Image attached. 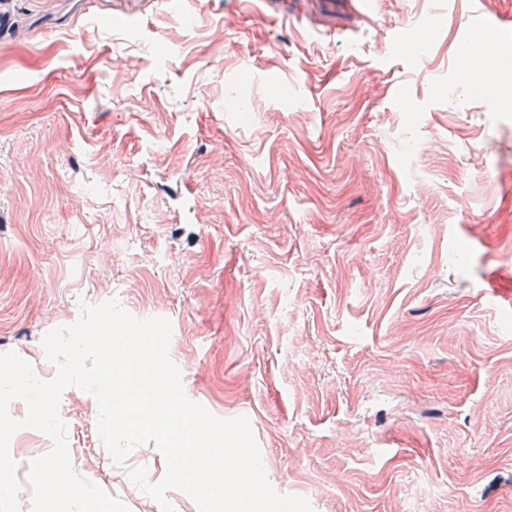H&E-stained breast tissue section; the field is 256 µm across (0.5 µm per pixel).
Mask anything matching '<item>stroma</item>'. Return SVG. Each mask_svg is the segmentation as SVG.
<instances>
[{"label": "stroma", "mask_w": 512, "mask_h": 512, "mask_svg": "<svg viewBox=\"0 0 512 512\" xmlns=\"http://www.w3.org/2000/svg\"><path fill=\"white\" fill-rule=\"evenodd\" d=\"M448 0H0V353L80 301L172 325L313 512H512V47L464 79ZM74 472L161 512L64 391ZM46 434L16 432L20 512Z\"/></svg>", "instance_id": "1"}]
</instances>
